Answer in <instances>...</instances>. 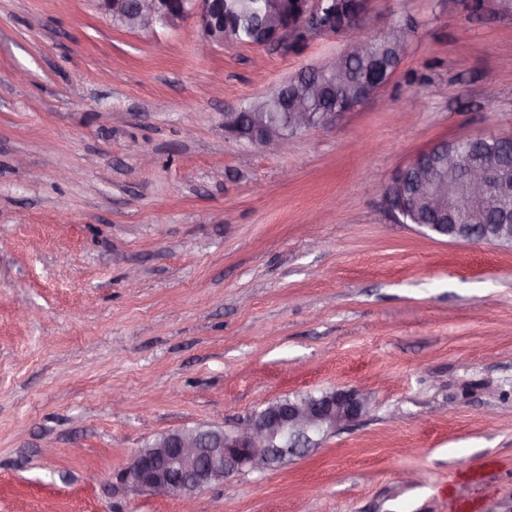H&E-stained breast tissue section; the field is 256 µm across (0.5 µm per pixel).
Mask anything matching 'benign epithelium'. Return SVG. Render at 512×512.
Segmentation results:
<instances>
[{
  "mask_svg": "<svg viewBox=\"0 0 512 512\" xmlns=\"http://www.w3.org/2000/svg\"><path fill=\"white\" fill-rule=\"evenodd\" d=\"M223 0H98L100 10L111 22L136 21L135 30L153 31L175 26L192 19L209 40L224 43ZM299 5L288 25L273 28L272 46L292 51L314 35L334 34L335 23L320 19L322 0H294ZM369 0H356L349 13L346 35L363 50L364 41L357 36L367 31ZM314 113L293 96L288 127L297 133L315 127L336 125L341 112H324L313 123ZM224 129L231 136L268 149H285L291 136L280 127L266 122L259 112H229ZM415 156L396 172L391 184L405 187L417 183L429 188L426 205L436 218L423 224L426 231L457 241L486 243L488 239L474 231L472 224L448 223V203L463 190L475 203L492 201L493 188L505 193L507 182L500 180V165L486 157L474 161L446 156L439 164H421ZM392 217L408 223L410 204L406 196L383 192ZM368 410L364 393L355 388L326 390L310 400L277 402L262 411H254L233 426L186 428L166 433L140 448L117 473V479L132 491H145L155 496L178 494L191 502L197 494L217 483H226L245 469L264 470L290 456L303 454L314 445V437L331 434L359 420Z\"/></svg>",
  "mask_w": 512,
  "mask_h": 512,
  "instance_id": "7a95c632",
  "label": "benign epithelium"
}]
</instances>
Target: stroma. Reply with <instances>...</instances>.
Returning <instances> with one entry per match:
<instances>
[{"label": "stroma", "mask_w": 512, "mask_h": 512, "mask_svg": "<svg viewBox=\"0 0 512 512\" xmlns=\"http://www.w3.org/2000/svg\"><path fill=\"white\" fill-rule=\"evenodd\" d=\"M470 3L371 0V35L416 27L402 63L282 153L225 113L347 37L284 53L0 0V512H183L116 482L136 450L351 387L361 421L195 512H512V247L382 193L440 140L512 135V9Z\"/></svg>", "instance_id": "1"}]
</instances>
